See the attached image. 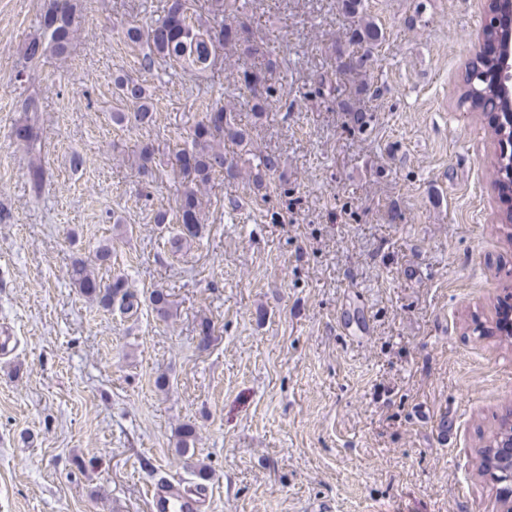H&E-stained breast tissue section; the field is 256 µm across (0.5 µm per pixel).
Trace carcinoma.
Wrapping results in <instances>:
<instances>
[{
	"label": "carcinoma",
	"mask_w": 512,
	"mask_h": 512,
	"mask_svg": "<svg viewBox=\"0 0 512 512\" xmlns=\"http://www.w3.org/2000/svg\"><path fill=\"white\" fill-rule=\"evenodd\" d=\"M236 12L237 0H204L198 8L192 0H168L163 17L146 25L129 22L124 28V35L131 43L146 47L141 62L145 69H152L160 59L173 69L207 73L216 65L220 53L229 48L248 56L268 54L262 44L250 37L245 22L224 23V16ZM81 21L80 0H44L39 32L24 45L27 62L37 63L48 55L63 61L70 57ZM381 38V31L374 22L363 21L354 30L352 41L358 45H375ZM493 65V58L488 57L473 66L478 78L468 82V89L461 96V103H470L473 112H497L500 109L499 97L490 81L479 78ZM237 83L241 90L249 93L254 115L265 112L274 93L267 84L266 72L245 68L237 74ZM114 85L118 100L127 107V111L113 114L116 124L138 127L155 122L152 98L143 83L128 75H118ZM20 109L25 117L15 125L13 136L34 156L40 153L42 144L41 105L37 98L26 96L20 100ZM227 142L240 147L237 156H230L224 151ZM157 155L159 148L154 143L142 144L138 152L139 171L145 173L159 165ZM174 157L182 179V190L177 195L175 206L178 230L171 240L174 248L202 236V188L215 177L235 179L244 173L253 191L260 193L268 189L270 178L281 166L278 155L257 154L251 149L248 131L238 122L234 112L224 108L219 101L207 107L204 117L191 126L188 143L178 149ZM27 177L33 196L40 197L46 184V173L41 164L31 161ZM69 276L82 295L97 300L107 310L116 307L127 314L139 308V298L128 289L121 275L104 283L88 263L78 260L72 265ZM146 301L157 320L166 322L172 316V303L164 289L153 290ZM177 444L181 456L194 460L196 431L192 425L186 423L178 430Z\"/></svg>",
	"instance_id": "cac0c4a2"
}]
</instances>
